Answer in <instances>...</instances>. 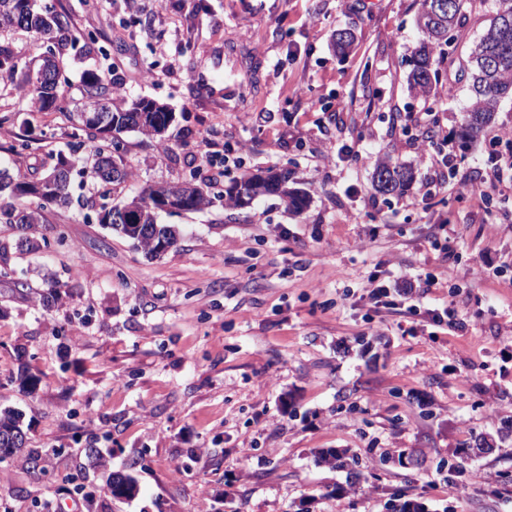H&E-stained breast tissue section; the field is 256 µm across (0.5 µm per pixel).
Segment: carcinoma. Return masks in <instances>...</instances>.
Segmentation results:
<instances>
[{"label": "carcinoma", "mask_w": 512, "mask_h": 512, "mask_svg": "<svg viewBox=\"0 0 512 512\" xmlns=\"http://www.w3.org/2000/svg\"><path fill=\"white\" fill-rule=\"evenodd\" d=\"M435 0H418L419 8L415 24L420 41L409 60L408 85L417 96L434 94L439 74V65L445 59L444 47L466 42L464 38L465 15L483 7L487 0H449L448 14L437 20L429 16ZM22 30L37 35L60 48L66 43L76 44L77 38L69 35L68 17L48 7H40L37 0H0V32ZM468 43V42H466ZM467 75L470 104L463 113L456 136L465 147L478 141L492 126L502 99L512 96V0H497V9L489 18V24L476 40L468 43ZM18 67L12 51L0 45V77L16 79ZM18 90L31 97L33 107L39 112L61 109L58 91L51 87L33 84L28 74L16 82ZM82 110L77 115V124L72 126L70 137L72 150L86 151L87 157H67L61 153H49L41 160L40 169L45 175L28 172H11L0 168V196L7 195L10 202H0V224H8L19 232L18 245L21 250L35 252L40 249L36 236L38 224L42 223V210L49 205L66 206L71 203V178L74 169L88 172L101 187L97 219L101 224L133 242L136 249L150 258H160L178 243L179 233L174 226L160 222L165 209L160 202L178 211H201L211 206L209 197L221 196L224 206L243 209L257 198L275 196L287 209L302 211L308 202L306 194L290 186L291 172L286 168L245 172L216 193L213 184L190 176L173 182H158L143 189L133 197H122L109 201L110 194L120 192L131 177V171L120 156L112 152V142L127 133H137L148 138H157L168 128L171 110L153 99L114 98L112 80L101 71L85 74L82 91ZM99 112L105 120L84 121L82 114ZM57 174L54 190L38 197L35 208L26 203L27 196L16 193L12 185L37 183L52 174ZM413 170L399 162L379 159L375 163L373 188L381 195H397L412 182ZM137 203L140 214L137 224L108 223L112 210ZM20 413L5 407L0 408V448L7 455L20 460L32 471L41 470L42 452L27 447L26 436L20 434ZM107 491L115 499H130L137 492L135 479L122 472H113L107 479Z\"/></svg>", "instance_id": "cac0c4a2"}]
</instances>
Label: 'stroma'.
I'll return each instance as SVG.
<instances>
[{"label":"stroma","instance_id":"stroma-1","mask_svg":"<svg viewBox=\"0 0 512 512\" xmlns=\"http://www.w3.org/2000/svg\"><path fill=\"white\" fill-rule=\"evenodd\" d=\"M41 2L77 38L59 57L62 108L32 111L0 83L1 165L68 152L97 70L175 115L163 139L125 135L126 194L285 167L308 205L163 216L181 236L151 259L99 224L98 188L76 174L79 203L44 210L38 252L0 224V406L47 452L41 474L0 461V512H512V184L469 195L505 149L512 99L448 170L464 46L424 100L407 82L417 0ZM340 29L356 36L344 56ZM214 46L233 48L244 86L225 106L190 85ZM386 157L416 174L395 197L373 188ZM48 273L64 287L51 309ZM435 309L463 329L434 326ZM479 435L491 449L476 456ZM329 450L349 466L321 463ZM106 470L131 471L138 495L105 493Z\"/></svg>","mask_w":512,"mask_h":512}]
</instances>
